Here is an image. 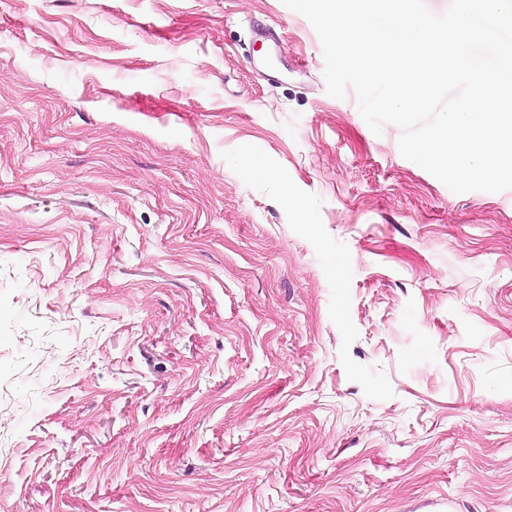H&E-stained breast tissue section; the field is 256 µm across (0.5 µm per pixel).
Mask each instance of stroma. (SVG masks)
I'll return each mask as SVG.
<instances>
[{"instance_id": "1", "label": "stroma", "mask_w": 512, "mask_h": 512, "mask_svg": "<svg viewBox=\"0 0 512 512\" xmlns=\"http://www.w3.org/2000/svg\"><path fill=\"white\" fill-rule=\"evenodd\" d=\"M323 70L282 0H0V512H512V190Z\"/></svg>"}]
</instances>
